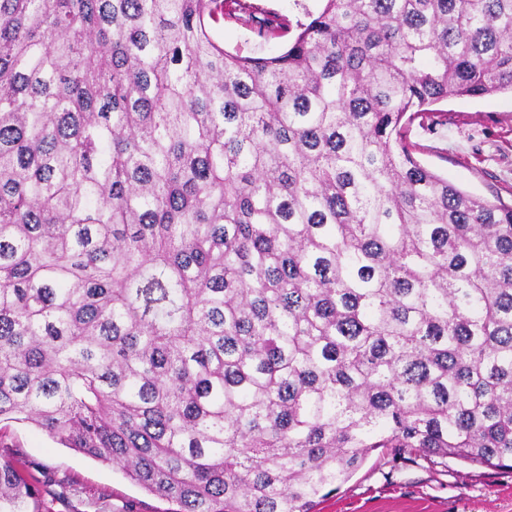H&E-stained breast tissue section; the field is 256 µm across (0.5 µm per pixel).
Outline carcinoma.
Returning <instances> with one entry per match:
<instances>
[{"label":"carcinoma","instance_id":"1","mask_svg":"<svg viewBox=\"0 0 512 512\" xmlns=\"http://www.w3.org/2000/svg\"><path fill=\"white\" fill-rule=\"evenodd\" d=\"M0 0V430L172 512H313L379 449L512 463V206L405 122L512 92V0ZM0 459V512L36 485ZM253 8L251 16L238 13L224 18V23L212 28L213 39L225 50L250 57H270L282 53L298 32L297 24L317 14L321 0H245ZM285 19L289 30L277 36L260 37L257 28L261 22L274 17Z\"/></svg>","mask_w":512,"mask_h":512}]
</instances>
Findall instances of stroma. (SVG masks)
Listing matches in <instances>:
<instances>
[{"mask_svg": "<svg viewBox=\"0 0 512 512\" xmlns=\"http://www.w3.org/2000/svg\"><path fill=\"white\" fill-rule=\"evenodd\" d=\"M251 14L225 18L213 39L250 57L282 53L298 26L317 14L322 0H247ZM285 19L286 32L257 33L261 22ZM433 123L405 131L414 158L455 186L512 203V94L449 98L437 103ZM6 453L26 463L36 479L41 512H170L172 505L125 476L121 469L63 447L30 424L0 436ZM314 512H512V471L456 458L431 464L393 450L374 452L335 492L317 499Z\"/></svg>", "mask_w": 512, "mask_h": 512, "instance_id": "stroma-1", "label": "stroma"}]
</instances>
